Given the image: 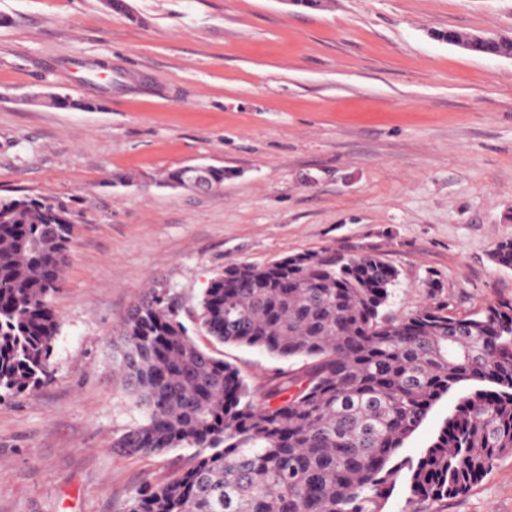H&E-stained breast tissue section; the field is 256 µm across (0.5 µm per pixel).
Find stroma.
<instances>
[{
    "mask_svg": "<svg viewBox=\"0 0 512 512\" xmlns=\"http://www.w3.org/2000/svg\"><path fill=\"white\" fill-rule=\"evenodd\" d=\"M0 0V196H51L74 214L54 300L51 375L0 395V512H129L137 489L189 467L191 448L130 455L139 414L112 340L147 286L180 306L205 352L254 396L301 370L194 330L207 281L231 262L329 247L375 253L399 278L386 312L465 313L512 300V58L440 34H512V0ZM106 64L93 83L77 62ZM91 111L41 104L47 94ZM223 169L221 188L169 172ZM404 442L417 457L466 393ZM383 512H512V455L467 493Z\"/></svg>",
    "mask_w": 512,
    "mask_h": 512,
    "instance_id": "1",
    "label": "stroma"
}]
</instances>
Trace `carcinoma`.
<instances>
[{
  "label": "carcinoma",
  "mask_w": 512,
  "mask_h": 512,
  "mask_svg": "<svg viewBox=\"0 0 512 512\" xmlns=\"http://www.w3.org/2000/svg\"><path fill=\"white\" fill-rule=\"evenodd\" d=\"M73 230L55 198L0 196V390L34 389L51 374L53 299ZM295 257L228 264L198 302L199 326L218 342L307 360L260 400L156 290L123 320L112 362L141 420L115 447L199 449L191 466L138 490L129 512H381L403 470L411 498L438 502L512 454V300L463 314L438 302L394 319L382 310L398 271L382 257ZM462 382L475 388L431 446L400 457Z\"/></svg>",
  "instance_id": "1"
}]
</instances>
